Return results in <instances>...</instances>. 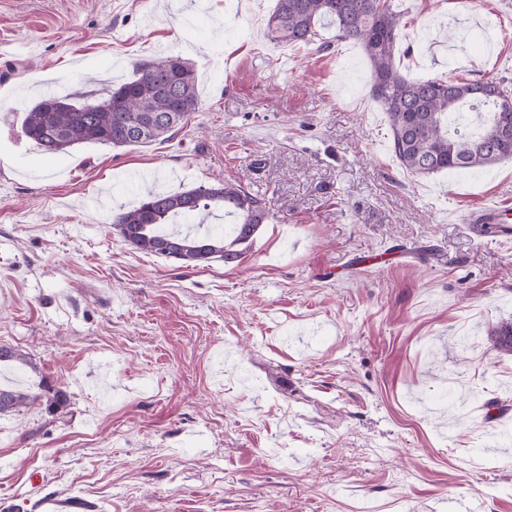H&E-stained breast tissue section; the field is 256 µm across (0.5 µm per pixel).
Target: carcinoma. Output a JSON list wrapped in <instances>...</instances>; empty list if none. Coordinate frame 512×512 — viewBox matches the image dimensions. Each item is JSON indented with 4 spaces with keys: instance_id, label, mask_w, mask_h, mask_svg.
<instances>
[{
    "instance_id": "obj_1",
    "label": "carcinoma",
    "mask_w": 512,
    "mask_h": 512,
    "mask_svg": "<svg viewBox=\"0 0 512 512\" xmlns=\"http://www.w3.org/2000/svg\"><path fill=\"white\" fill-rule=\"evenodd\" d=\"M394 0H276L267 21L278 44L310 45L331 40L359 43L371 65V95L386 112L393 152L410 173L466 172L512 158V88L504 81L453 76L409 79L396 65L402 16ZM40 98L25 109L22 133L46 153H65L98 143L114 149L146 146L176 136L201 101L196 70L180 55L134 65L130 79L102 92L88 90ZM219 210L233 215L229 230L216 226L196 233L172 227L178 220L204 219ZM269 220L264 199L240 184L221 181L209 187L165 193L148 191L138 205L117 214L113 226L134 248L183 267L214 261L238 264L262 224ZM492 347L512 354V319L487 334ZM31 396L0 388V413L27 406Z\"/></svg>"
}]
</instances>
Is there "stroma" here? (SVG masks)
I'll return each mask as SVG.
<instances>
[{
  "mask_svg": "<svg viewBox=\"0 0 512 512\" xmlns=\"http://www.w3.org/2000/svg\"><path fill=\"white\" fill-rule=\"evenodd\" d=\"M408 77L512 82V0H395ZM275 0H0V499L42 512H512V159L407 172L370 64L267 36ZM201 108L173 139L47 154L40 76L87 90L180 52ZM240 183L272 213L235 266L180 268L115 215L154 185ZM108 194L107 204L90 198ZM67 406L47 414L56 388ZM42 482H29L33 472ZM510 209L489 207L477 212L475 224H490L496 227L497 235L505 241L512 239V220ZM493 348L512 354V319L502 320L487 334Z\"/></svg>",
  "mask_w": 512,
  "mask_h": 512,
  "instance_id": "1",
  "label": "stroma"
}]
</instances>
